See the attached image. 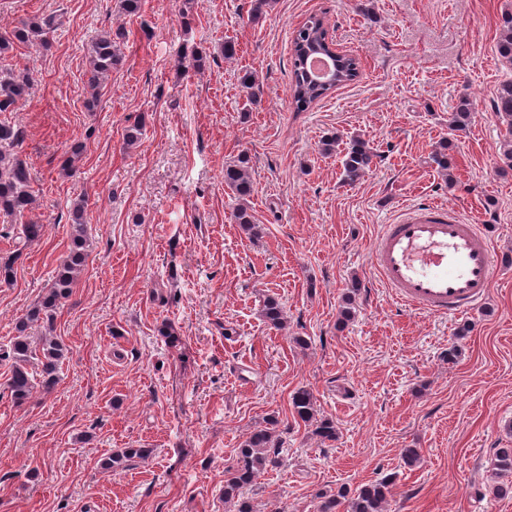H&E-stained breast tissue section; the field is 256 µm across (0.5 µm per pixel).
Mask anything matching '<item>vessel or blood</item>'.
Instances as JSON below:
<instances>
[{
	"label": "vessel or blood",
	"mask_w": 512,
	"mask_h": 512,
	"mask_svg": "<svg viewBox=\"0 0 512 512\" xmlns=\"http://www.w3.org/2000/svg\"><path fill=\"white\" fill-rule=\"evenodd\" d=\"M371 261L402 305L451 317L483 303L497 267L486 235L437 202L401 210L384 226Z\"/></svg>",
	"instance_id": "b4317fda"
}]
</instances>
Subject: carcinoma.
Masks as SVG:
<instances>
[{
    "instance_id": "obj_1",
    "label": "carcinoma",
    "mask_w": 512,
    "mask_h": 512,
    "mask_svg": "<svg viewBox=\"0 0 512 512\" xmlns=\"http://www.w3.org/2000/svg\"><path fill=\"white\" fill-rule=\"evenodd\" d=\"M273 0H249V18L257 22L268 13ZM60 18L54 14L35 15L20 20L9 36L0 37V60L16 44L38 43L48 50L51 44L47 35L57 28ZM126 40V31L117 28L91 42L89 47L90 76L88 83L98 87L100 80L112 70L124 63L121 49ZM317 45L320 56L329 57L334 52L333 42L326 36L322 18L312 16L296 31L293 38L291 57L292 84L291 97L298 112L309 109L312 104L325 97L330 89L309 78L310 68L305 59L311 45ZM499 57L512 64V14H506L501 23L497 40ZM331 63L338 66L336 81L344 85L358 77L357 62L352 57L334 58ZM240 85L245 90L249 104L260 102L262 88L256 81L253 71L247 70L240 77ZM30 90V77L26 71L4 69L0 79V112H9L27 100ZM495 111L512 121V80L502 82L494 100ZM473 103L469 97L459 99L456 111L452 114V127L463 131L472 122ZM145 117L140 116L125 130V143L133 146L139 142L145 127ZM25 133L9 123H0V217L22 220L20 227L10 225L0 234L1 237L14 240V250L7 257H0V283L10 284L14 277V263L32 243L45 235L43 224L26 223L23 218L35 207L37 198L34 194L30 169L22 158ZM378 153L369 142L353 137L348 142L347 151L342 160V181L353 185L357 183L374 163ZM250 156L241 153L236 159L224 166V185L237 197L245 201L253 193V183L249 176ZM73 224L72 242L69 255L60 265L56 276L42 300L17 322V336L10 341L7 357L12 360L11 375L6 389L11 401L16 406L24 405L32 396L34 389L40 388L46 394L51 393L59 382V370L65 359V348L52 337L44 338L39 346H34L25 336L27 328L34 323L52 326L55 310L63 300L69 298L78 274L86 261L85 253V200L81 199L71 206ZM261 316L272 327L282 324L283 311L274 298L264 301ZM292 415L295 421L315 425V433L322 440L336 439V428L330 420L316 418L315 397L311 389L301 387L291 396ZM278 420L268 419L265 424L256 427L236 449L233 462L224 469V502L233 505L234 512H252L247 501L241 499L242 491L255 484L261 474L280 465L281 440L276 436ZM148 448H125L112 453L104 463V468L117 470L125 467L131 459H145L149 456ZM494 470L498 475L512 473V448H500L494 459ZM394 477L387 475L366 483L353 491L343 487L335 494L324 495L319 505V512H336L341 504H346L347 512H383L391 496Z\"/></svg>"
}]
</instances>
